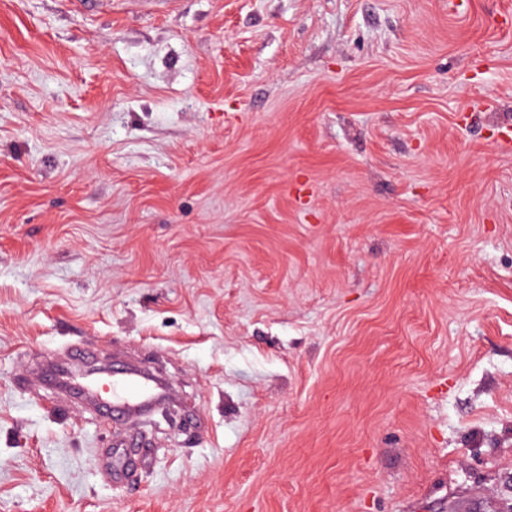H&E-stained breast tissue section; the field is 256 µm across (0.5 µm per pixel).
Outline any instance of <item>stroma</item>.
Segmentation results:
<instances>
[{
  "instance_id": "35a3bbf8",
  "label": "stroma",
  "mask_w": 512,
  "mask_h": 512,
  "mask_svg": "<svg viewBox=\"0 0 512 512\" xmlns=\"http://www.w3.org/2000/svg\"><path fill=\"white\" fill-rule=\"evenodd\" d=\"M510 503L512 0H0V512ZM140 374H126L123 377L112 374L108 395L103 397L99 387L91 383L75 382L83 396L96 401L104 415L116 429V439L112 454L104 462V467L112 480L120 479L129 467V458L124 448H128L123 432V418L132 412L148 407L166 389Z\"/></svg>"
}]
</instances>
